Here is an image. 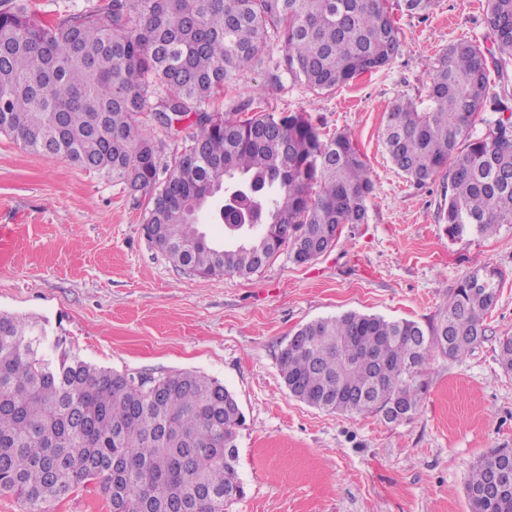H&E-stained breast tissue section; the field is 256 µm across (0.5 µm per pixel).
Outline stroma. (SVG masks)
Returning <instances> with one entry per match:
<instances>
[{
    "label": "stroma",
    "mask_w": 512,
    "mask_h": 512,
    "mask_svg": "<svg viewBox=\"0 0 512 512\" xmlns=\"http://www.w3.org/2000/svg\"><path fill=\"white\" fill-rule=\"evenodd\" d=\"M388 0L405 45L386 68L325 95L263 67L231 79L210 104L304 111L348 133L376 193L367 223L298 264L287 253L247 277L202 278L152 243L147 199L111 179L0 135V313L31 317L72 353L127 374L194 371L218 379L245 416L237 439L244 495L227 512H470L466 485L485 455L512 449V224L490 236L447 235L446 184L419 186L381 141L390 106L426 95L449 45L489 44V0H438L423 16ZM498 269L486 335L464 357L434 355L411 418L387 421L313 408L291 396L279 356L302 325L348 311L428 326L470 272Z\"/></svg>",
    "instance_id": "obj_1"
}]
</instances>
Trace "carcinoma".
<instances>
[{
  "mask_svg": "<svg viewBox=\"0 0 512 512\" xmlns=\"http://www.w3.org/2000/svg\"><path fill=\"white\" fill-rule=\"evenodd\" d=\"M491 47L452 44L429 74L426 99L399 98L385 117L391 163L422 186L442 175L440 221L452 236L512 224V0H491ZM281 43V53L267 50ZM385 0H108L56 18L31 0H0V134L148 194L151 239L204 277L247 276L283 249L296 263L365 224L375 195L363 155L345 133L325 136L306 112L230 115L205 105L228 80L261 65L322 95L389 66L402 50ZM159 126L194 117L195 130L159 178ZM490 113L482 135L475 117ZM220 203L233 242L217 245L199 214ZM253 205L262 224L235 223ZM291 226L288 234L280 226ZM495 270L462 279L436 321L346 312L311 321L287 343L279 371L289 393L329 412L409 418L428 390L434 354L459 358L485 336ZM352 346L360 360L343 364ZM243 413L215 378L175 371L138 377L87 363L37 322L0 313V492L24 512L94 481L124 512H227L244 495L237 430ZM507 452L472 468L471 512H512V479L485 493Z\"/></svg>",
  "mask_w": 512,
  "mask_h": 512,
  "instance_id": "carcinoma-1",
  "label": "carcinoma"
}]
</instances>
